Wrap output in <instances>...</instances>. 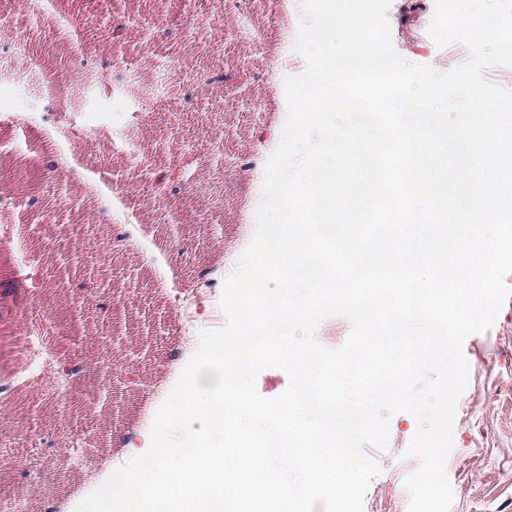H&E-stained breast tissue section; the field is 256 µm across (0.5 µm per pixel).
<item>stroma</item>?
<instances>
[{
  "label": "stroma",
  "instance_id": "stroma-1",
  "mask_svg": "<svg viewBox=\"0 0 512 512\" xmlns=\"http://www.w3.org/2000/svg\"><path fill=\"white\" fill-rule=\"evenodd\" d=\"M434 0H392V43L407 61L448 71L465 46L437 47L428 29ZM68 19L86 52L107 50L116 75L101 83L59 29ZM300 0H51L41 66L13 71V45L30 41V16L0 0V463L25 491L15 512H76L129 459L127 439L151 427L199 345L224 325L225 278L251 243L270 139L282 131L284 79L305 62L292 50ZM128 40L114 46V19ZM237 73L235 92L202 86L200 74ZM76 163L39 175L35 141ZM197 171L175 195V223L158 221V174ZM54 196L56 220L35 224L29 196ZM92 257L44 292L16 284L42 274L72 250ZM469 382L456 405L446 474L451 512H512V300L494 325L463 346ZM78 355L88 375L58 384V360ZM90 404L70 410L74 398ZM57 407L47 429L28 406ZM415 419L390 422L387 451L368 448L381 472L364 512H408L403 481L418 462L405 451Z\"/></svg>",
  "mask_w": 512,
  "mask_h": 512
}]
</instances>
